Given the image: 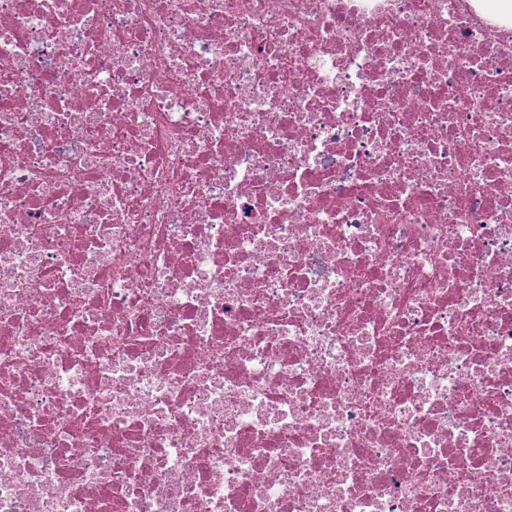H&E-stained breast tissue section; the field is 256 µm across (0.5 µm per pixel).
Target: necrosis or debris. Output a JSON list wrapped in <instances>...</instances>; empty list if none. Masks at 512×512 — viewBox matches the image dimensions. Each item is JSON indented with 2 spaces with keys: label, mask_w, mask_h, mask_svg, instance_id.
Instances as JSON below:
<instances>
[{
  "label": "necrosis or debris",
  "mask_w": 512,
  "mask_h": 512,
  "mask_svg": "<svg viewBox=\"0 0 512 512\" xmlns=\"http://www.w3.org/2000/svg\"><path fill=\"white\" fill-rule=\"evenodd\" d=\"M0 512H512V28L0 0Z\"/></svg>",
  "instance_id": "obj_1"
}]
</instances>
